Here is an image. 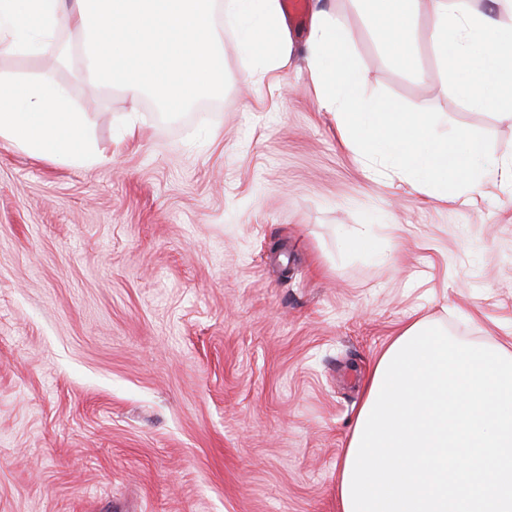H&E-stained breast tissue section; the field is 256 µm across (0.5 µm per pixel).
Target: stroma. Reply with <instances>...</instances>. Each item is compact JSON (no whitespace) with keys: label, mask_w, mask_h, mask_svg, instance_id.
<instances>
[{"label":"stroma","mask_w":512,"mask_h":512,"mask_svg":"<svg viewBox=\"0 0 512 512\" xmlns=\"http://www.w3.org/2000/svg\"><path fill=\"white\" fill-rule=\"evenodd\" d=\"M363 93L422 104L438 136L512 158V124L460 98L426 42L416 78L362 0H330ZM288 67L137 101L73 63L0 55L88 112L92 168L0 139V512H339L338 468L366 380L422 315L512 351V183L430 202L379 183ZM133 140L121 141L128 116Z\"/></svg>","instance_id":"35a3bbf8"}]
</instances>
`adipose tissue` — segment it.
<instances>
[{"label": "adipose tissue", "instance_id": "1", "mask_svg": "<svg viewBox=\"0 0 512 512\" xmlns=\"http://www.w3.org/2000/svg\"><path fill=\"white\" fill-rule=\"evenodd\" d=\"M369 2L375 33L400 65L415 68L411 47L425 37L438 59L453 66L459 92L474 107L512 121V24L471 11L468 0ZM223 16L216 22L214 0H0V51L41 54L65 30L82 46L87 73L100 86L132 98L149 88L168 101L218 90L225 25L239 29L242 50L259 56L265 70L287 63L291 40L281 0H224ZM307 61L320 103L333 112L346 144L410 175L417 192L441 199L457 185L476 196L484 183L512 176V165L485 167L481 139L456 152L435 135L421 106L403 111L388 100H365L341 16L313 11ZM88 127V114L71 110L57 84L0 72V139L89 167L103 154Z\"/></svg>", "mask_w": 512, "mask_h": 512}]
</instances>
